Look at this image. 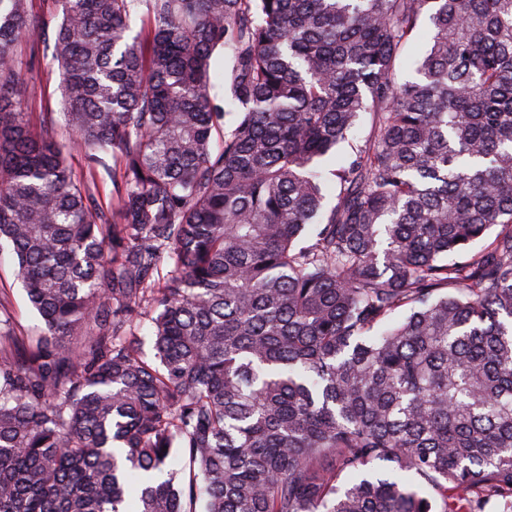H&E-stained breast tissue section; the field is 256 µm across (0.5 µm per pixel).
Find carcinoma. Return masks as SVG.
Masks as SVG:
<instances>
[{
    "mask_svg": "<svg viewBox=\"0 0 512 512\" xmlns=\"http://www.w3.org/2000/svg\"><path fill=\"white\" fill-rule=\"evenodd\" d=\"M55 2L49 45L0 0V250L43 324L0 328V512L512 509V0ZM429 34L430 28L429 25L425 22L420 28L414 46L411 49L405 51L399 59L396 68V77L398 81L402 82L412 80L417 77L415 72L416 62L427 47ZM14 58L29 85V96L22 109L33 112L34 119L45 125L54 139L68 144V134L60 114V74L52 64L51 53L43 56L42 47L37 49L21 42L14 48ZM148 316L142 315L133 323V332L138 341L140 356L151 362L153 360L154 349H153V336H151L152 328Z\"/></svg>",
    "mask_w": 512,
    "mask_h": 512,
    "instance_id": "cac0c4a2",
    "label": "carcinoma"
}]
</instances>
